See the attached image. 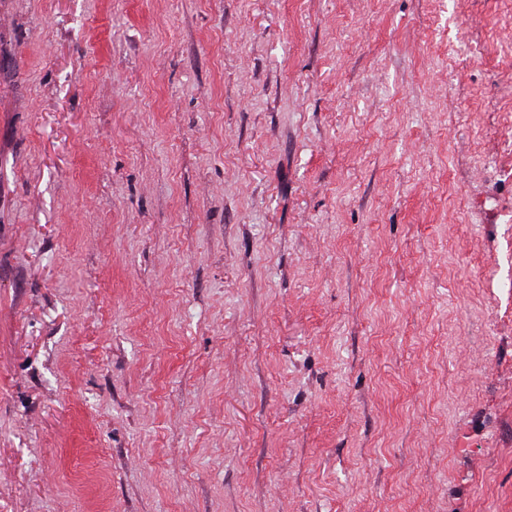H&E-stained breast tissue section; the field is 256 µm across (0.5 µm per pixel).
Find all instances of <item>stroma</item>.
Returning <instances> with one entry per match:
<instances>
[{
    "label": "stroma",
    "instance_id": "obj_1",
    "mask_svg": "<svg viewBox=\"0 0 512 512\" xmlns=\"http://www.w3.org/2000/svg\"><path fill=\"white\" fill-rule=\"evenodd\" d=\"M0 512H512V0H0Z\"/></svg>",
    "mask_w": 512,
    "mask_h": 512
}]
</instances>
